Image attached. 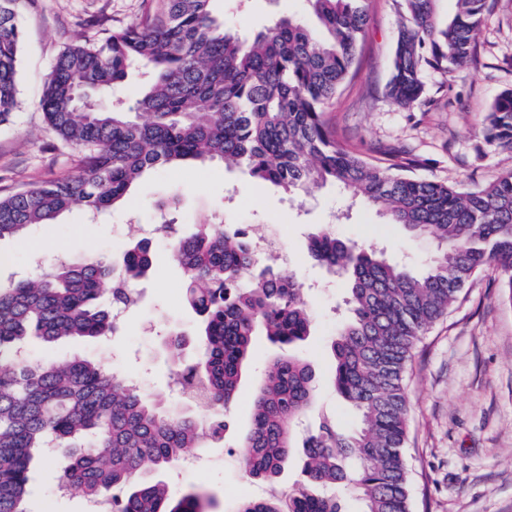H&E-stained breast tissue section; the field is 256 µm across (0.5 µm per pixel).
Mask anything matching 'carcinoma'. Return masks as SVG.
<instances>
[{
    "label": "carcinoma",
    "instance_id": "carcinoma-1",
    "mask_svg": "<svg viewBox=\"0 0 512 512\" xmlns=\"http://www.w3.org/2000/svg\"><path fill=\"white\" fill-rule=\"evenodd\" d=\"M13 2L0 0V124L18 106L22 32ZM158 2L104 42L78 40L59 54L41 108L47 126L81 150L80 168L0 197V240L74 206L98 214L123 205L150 170L218 161L289 193L334 183L389 223L431 239L435 250L413 271L327 230L312 236L311 257L347 284L348 317L330 349L334 387L358 422L342 431L322 416L299 452L293 426L315 398L311 365L292 353L310 336L305 288L273 265L258 268L241 229L212 221L190 234L168 227L169 253L198 317L196 353L174 375L189 406L211 410L206 421L146 398L99 361L22 357L35 340L118 333L112 308L134 304L137 280L153 269L148 240L128 245L118 269L68 256L0 285V512H28L31 468L50 445L67 449L59 482L111 499L113 512H206L202 492L177 497L150 474L222 437L259 333L290 353L271 361L252 393L242 462L252 480L273 485L296 458L303 479L282 496L243 499L238 512H344L348 495L362 512H411L408 365L421 336L490 266L512 301V171L465 191L413 175L415 160L366 158L336 140L325 109L355 63L368 0H308L318 27L282 18L251 40L224 28L212 0ZM404 2L408 24L385 95L409 108L425 93V68L470 60L486 0H457L445 25L435 0ZM134 72L146 77L134 104H88ZM480 133L487 145L512 150V90L494 99Z\"/></svg>",
    "mask_w": 512,
    "mask_h": 512
}]
</instances>
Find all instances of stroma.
I'll list each match as a JSON object with an SVG mask.
<instances>
[{"label": "stroma", "instance_id": "1", "mask_svg": "<svg viewBox=\"0 0 512 512\" xmlns=\"http://www.w3.org/2000/svg\"><path fill=\"white\" fill-rule=\"evenodd\" d=\"M486 5L470 61L446 73L426 69L423 97L403 109L383 94L405 20L402 0H369L355 72L325 114L337 140L367 157L386 149L405 152L422 162L416 176L465 189L484 187L512 169V152L488 146L480 135L493 100L512 89V0H487ZM149 8L148 0H16V20L23 33L19 107L9 123L0 125V195L77 170L79 150L56 138L40 107L53 65L74 41L103 42L113 29L142 19ZM211 9L244 39L282 17L310 28L316 25L307 0H213ZM170 195L179 198V231L220 216L249 234L278 239L288 254L286 272L307 289L312 334L297 353L311 364L317 379L309 418L317 420L326 412L340 429L352 428L355 414L331 386L330 344L343 320L346 284L311 259L308 241L327 228L414 270L421 268L434 245L388 223L338 186L291 195L217 161L187 170L155 169L139 183L127 207L94 220L76 207L53 223L33 228L27 240L0 242V252L8 256L0 265V282L26 274L35 255L46 264L62 253L113 262L122 248L142 238L144 225L156 220L157 202ZM153 245L155 267L139 284L141 299L126 315L119 335L35 343L32 357L100 360L133 377L147 397L178 404L170 388L172 360L160 331L166 326L191 329L193 314L184 300L182 274L169 261L164 240H154ZM502 294L496 271L480 274L414 352L407 373L406 448L412 512H512V303ZM278 354L265 336L255 337L250 370L226 414L229 428L223 439L194 449L196 470L177 465L162 473L176 495L203 491L212 501L210 512H236L240 500L252 495L235 452L249 428L251 391ZM57 468L52 459L33 470L30 512H85L79 490L58 494Z\"/></svg>", "mask_w": 512, "mask_h": 512}]
</instances>
